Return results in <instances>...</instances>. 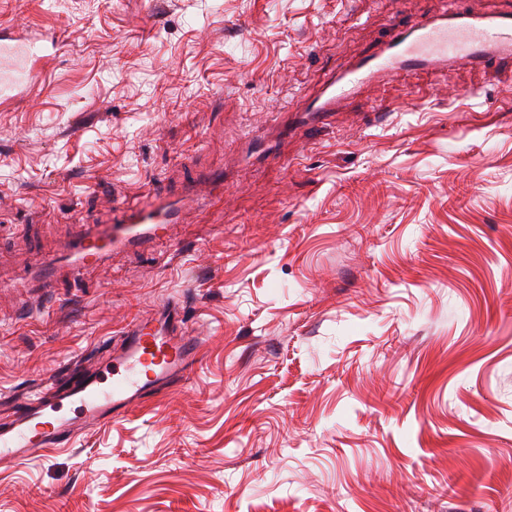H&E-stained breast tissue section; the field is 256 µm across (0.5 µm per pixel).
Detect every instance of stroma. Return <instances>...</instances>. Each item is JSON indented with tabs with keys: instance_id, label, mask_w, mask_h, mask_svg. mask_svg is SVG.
<instances>
[{
	"instance_id": "obj_1",
	"label": "stroma",
	"mask_w": 512,
	"mask_h": 512,
	"mask_svg": "<svg viewBox=\"0 0 512 512\" xmlns=\"http://www.w3.org/2000/svg\"><path fill=\"white\" fill-rule=\"evenodd\" d=\"M452 1L0 0V29L63 40L0 103V276L224 176L170 240L0 290V416L160 307L200 345L189 384L0 465V512H512V66L277 131Z\"/></svg>"
}]
</instances>
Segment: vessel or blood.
Wrapping results in <instances>:
<instances>
[{"label": "vessel or blood", "instance_id": "vessel-or-blood-1", "mask_svg": "<svg viewBox=\"0 0 512 512\" xmlns=\"http://www.w3.org/2000/svg\"><path fill=\"white\" fill-rule=\"evenodd\" d=\"M20 33L0 31V97L25 99L38 78L25 58L33 47L21 46ZM512 53V11L495 15L442 11L397 30L376 51L345 67L307 103H296L309 125L362 89L380 90L388 77L449 67L463 61L475 68ZM222 176L193 185L183 205L155 200L142 209L122 211L110 224H80L55 253L33 258L26 272L30 287L51 294L58 279L81 276L114 250L138 248L169 238L181 223L183 208L208 199ZM199 346L187 335L177 308L151 321H134L119 346L75 363L30 394L14 399L9 420L0 422V462H18L46 448L73 447L80 432L123 417L133 407L173 385L188 382L198 366Z\"/></svg>", "mask_w": 512, "mask_h": 512}]
</instances>
